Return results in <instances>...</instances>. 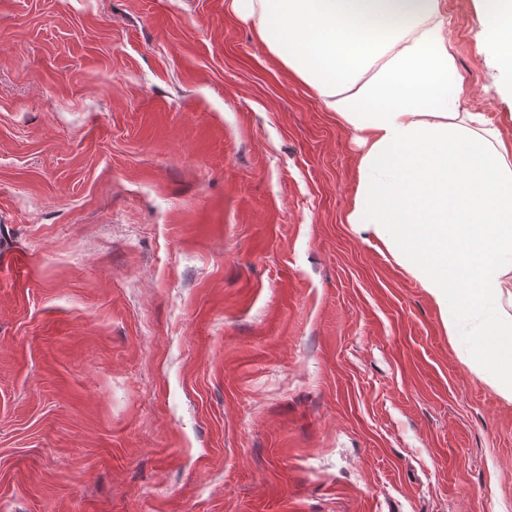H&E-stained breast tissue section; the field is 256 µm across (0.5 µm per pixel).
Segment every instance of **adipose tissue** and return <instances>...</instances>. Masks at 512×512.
<instances>
[{
    "instance_id": "1",
    "label": "adipose tissue",
    "mask_w": 512,
    "mask_h": 512,
    "mask_svg": "<svg viewBox=\"0 0 512 512\" xmlns=\"http://www.w3.org/2000/svg\"><path fill=\"white\" fill-rule=\"evenodd\" d=\"M512 74V0H476ZM351 132L346 222L438 305L480 382L512 402V132L465 105L441 0H226Z\"/></svg>"
}]
</instances>
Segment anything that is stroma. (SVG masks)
<instances>
[{"label":"stroma","instance_id":"obj_1","mask_svg":"<svg viewBox=\"0 0 512 512\" xmlns=\"http://www.w3.org/2000/svg\"><path fill=\"white\" fill-rule=\"evenodd\" d=\"M356 180L224 0H0V512H512V404Z\"/></svg>","mask_w":512,"mask_h":512}]
</instances>
